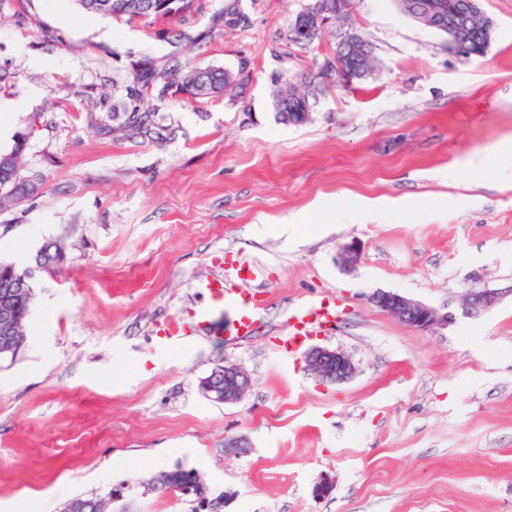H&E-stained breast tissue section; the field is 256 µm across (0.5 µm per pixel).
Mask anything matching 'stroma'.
I'll use <instances>...</instances> for the list:
<instances>
[{
  "label": "stroma",
  "mask_w": 512,
  "mask_h": 512,
  "mask_svg": "<svg viewBox=\"0 0 512 512\" xmlns=\"http://www.w3.org/2000/svg\"><path fill=\"white\" fill-rule=\"evenodd\" d=\"M198 3L127 22L74 0H0V121L25 134L35 183L0 211V261L20 250L34 272L25 343L0 361V512L17 498L61 512L115 488L113 512H192L146 485L178 465L218 512H512V160L493 152L512 136V0H481L492 40L470 60L394 0H351L304 46L287 33L308 0ZM228 5L239 26H225ZM350 27L374 72L347 88L317 79ZM171 57L249 81L203 103L165 94L159 137L123 136L135 71ZM288 82L314 86L305 124L276 118ZM362 200L383 203L377 219ZM321 203L318 228L277 232ZM55 239L63 268L37 269ZM231 254L264 271L253 338L160 347L157 327L207 304L198 283ZM470 288L501 299L429 332L370 301L386 290L456 310ZM312 295L341 305L313 342L352 358L345 383L279 349ZM227 360L252 387L216 404L199 382ZM231 438L247 453L225 455ZM324 481L332 491L316 497Z\"/></svg>",
  "instance_id": "obj_1"
}]
</instances>
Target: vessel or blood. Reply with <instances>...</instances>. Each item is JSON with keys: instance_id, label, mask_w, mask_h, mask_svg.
<instances>
[{"instance_id": "vessel-or-blood-1", "label": "vessel or blood", "mask_w": 512, "mask_h": 512, "mask_svg": "<svg viewBox=\"0 0 512 512\" xmlns=\"http://www.w3.org/2000/svg\"><path fill=\"white\" fill-rule=\"evenodd\" d=\"M260 271L250 262L237 260L225 265L223 273L206 277L200 283L209 299L206 307L191 309L159 326L156 334L161 343L174 345L187 333L198 336H228L239 343L248 342L257 317L264 308L265 295L255 289ZM236 310L233 321H224L220 312L225 304ZM338 320V303L330 296L310 298L296 306L288 316L281 351L293 355L312 336L334 328Z\"/></svg>"}]
</instances>
